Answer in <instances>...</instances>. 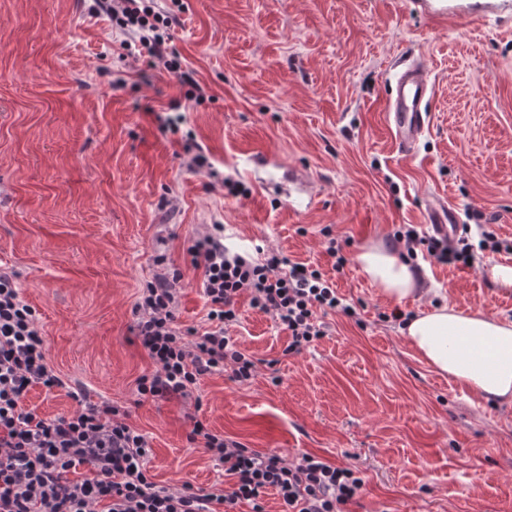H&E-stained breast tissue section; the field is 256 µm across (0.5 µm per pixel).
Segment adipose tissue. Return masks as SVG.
<instances>
[{"mask_svg":"<svg viewBox=\"0 0 512 512\" xmlns=\"http://www.w3.org/2000/svg\"><path fill=\"white\" fill-rule=\"evenodd\" d=\"M355 261L391 300L418 294L416 271L398 250L381 243L367 245ZM402 332L435 373L483 401L512 402V319L481 311L465 314L445 303L412 316Z\"/></svg>","mask_w":512,"mask_h":512,"instance_id":"ef3b65f1","label":"adipose tissue"}]
</instances>
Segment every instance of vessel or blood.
Returning <instances> with one entry per match:
<instances>
[{
  "label": "vessel or blood",
  "mask_w": 512,
  "mask_h": 512,
  "mask_svg": "<svg viewBox=\"0 0 512 512\" xmlns=\"http://www.w3.org/2000/svg\"><path fill=\"white\" fill-rule=\"evenodd\" d=\"M431 85L421 64H406L396 76L390 95V121L399 152H412L429 125L427 103ZM429 224L441 233L455 235L458 229L455 214L448 207H433L427 212Z\"/></svg>",
  "instance_id": "vessel-or-blood-1"
}]
</instances>
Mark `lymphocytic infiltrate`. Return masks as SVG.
I'll return each instance as SVG.
<instances>
[{"label": "lymphocytic infiltrate", "instance_id": "lymphocytic-infiltrate-1", "mask_svg": "<svg viewBox=\"0 0 512 512\" xmlns=\"http://www.w3.org/2000/svg\"><path fill=\"white\" fill-rule=\"evenodd\" d=\"M89 10L106 14L149 55H168L175 16L139 0H93ZM189 254L203 275L208 326L177 325L180 274L158 276L143 288L135 304L136 335L154 364L137 380L143 399L190 402L203 376L227 369L240 382L254 377L253 356L227 334L239 318L241 296L287 331L288 355L325 336L320 314L356 315L320 267L276 253L259 260L231 252L223 225L195 241ZM36 385L50 391L65 382L46 359L34 309L1 271L0 512H236L243 502L264 512L262 498L270 490L280 497L282 512H345L362 486L353 469L311 454L291 464L277 453L226 440L198 419L188 440L223 464V486H164L150 475L148 442L127 422L124 407L89 401L73 414L48 419L23 406ZM80 466L90 467L92 478L71 480V470Z\"/></svg>", "mask_w": 512, "mask_h": 512}]
</instances>
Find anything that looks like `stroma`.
Wrapping results in <instances>:
<instances>
[{
    "label": "stroma",
    "mask_w": 512,
    "mask_h": 512,
    "mask_svg": "<svg viewBox=\"0 0 512 512\" xmlns=\"http://www.w3.org/2000/svg\"><path fill=\"white\" fill-rule=\"evenodd\" d=\"M174 12L169 48L202 94L129 54L86 0H0V268L36 311L48 362L91 398L128 407L161 485L222 482L218 461L187 440L193 420L286 460L302 454L358 470L349 512H512V403L493 405L436 375L397 323L448 303L512 318V288L486 270L512 265V11L437 14L438 0H154ZM421 60L433 96L414 156L399 154L389 94ZM123 77L121 88L112 80ZM212 163L192 166V146ZM241 184L229 195L225 182ZM450 204L471 266L419 249L426 294L394 303L355 254L393 244ZM224 227L234 252L275 251L320 265L349 318L284 355L286 332L240 298L230 334L258 359L246 383L205 376L199 404L139 402L153 364L135 336L141 288L183 275L177 321L206 324L202 273L188 249ZM507 241L482 249V231ZM342 246L334 270L325 248ZM41 416L78 408L67 389L32 387Z\"/></svg>",
    "instance_id": "obj_1"
}]
</instances>
